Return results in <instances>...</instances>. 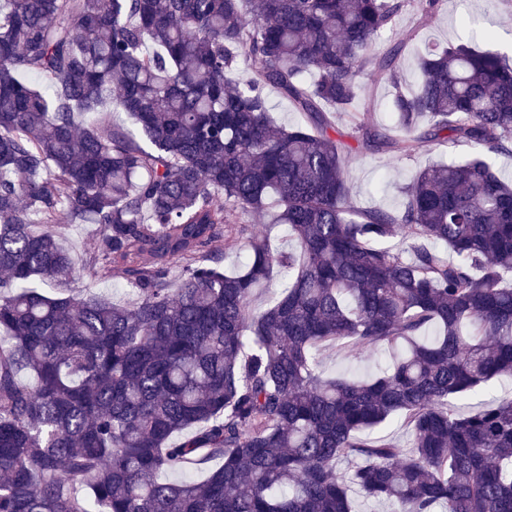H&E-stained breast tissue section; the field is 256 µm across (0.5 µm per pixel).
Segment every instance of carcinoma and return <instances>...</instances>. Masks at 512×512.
I'll list each match as a JSON object with an SVG mask.
<instances>
[{
  "instance_id": "carcinoma-1",
  "label": "carcinoma",
  "mask_w": 512,
  "mask_h": 512,
  "mask_svg": "<svg viewBox=\"0 0 512 512\" xmlns=\"http://www.w3.org/2000/svg\"><path fill=\"white\" fill-rule=\"evenodd\" d=\"M409 4L0 0V512H355L352 489L512 512V400L448 404L512 377V186L484 158L512 153V59L428 45L406 90L402 43L376 41ZM362 73L392 88L390 134L354 107ZM269 89L306 125H274ZM114 109L137 132L95 118ZM425 146L471 157L419 170L396 212L351 205V150ZM73 224L96 233L80 266ZM223 238L246 240L232 271ZM110 277L136 299L32 286ZM337 345L391 363L328 378ZM391 418L407 447L370 437Z\"/></svg>"
}]
</instances>
